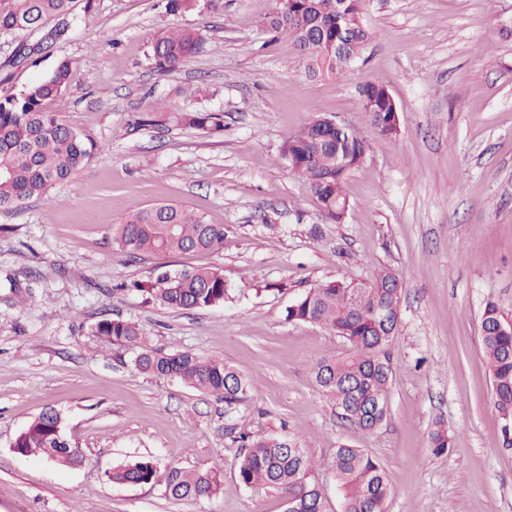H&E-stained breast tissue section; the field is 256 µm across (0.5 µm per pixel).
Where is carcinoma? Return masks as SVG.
<instances>
[{
    "label": "carcinoma",
    "instance_id": "carcinoma-1",
    "mask_svg": "<svg viewBox=\"0 0 512 512\" xmlns=\"http://www.w3.org/2000/svg\"><path fill=\"white\" fill-rule=\"evenodd\" d=\"M79 0H0V34L42 31L53 20L78 18ZM269 29L291 38L309 62L308 72L341 75L359 60L372 36L362 22L365 0H273ZM171 11L215 12L223 0H168ZM205 44L196 29L160 33L152 59L162 72L176 69L200 53ZM71 65L64 61L53 74L19 95L0 101V210L44 197L53 185L71 179L104 149L71 127L59 115L45 110L46 102L70 86ZM362 110L372 113L376 133L391 137L398 128L390 123L393 111L385 87L370 83L359 92ZM172 122L216 132L224 128V115L207 110H174ZM288 166L303 179L325 219L338 223L347 205L345 183L366 157L367 145L350 130L338 129L312 118L281 148ZM112 241L130 258L144 254L205 252L224 248V225L210 224L180 207L159 203L133 205L124 220L112 225ZM394 274L384 269L370 279L353 284L326 281L309 289L288 307V319L322 325L350 344L341 357L322 359L314 378L345 420L363 432L380 429L387 420L392 367L388 347L397 328L395 309L399 297L386 285ZM136 290L176 309L218 306L230 297L223 270L196 267L161 270ZM505 322L498 307L489 302L481 315L483 349L492 376L494 407L502 420L506 445H512V334L494 335ZM96 336L108 346L134 351L138 371L158 378H177L224 401L225 410L236 409L247 398L245 374L220 360L202 358L189 351L151 349L138 324L121 319L96 323ZM244 452L238 460V479L246 488L273 489L286 500L285 512H326L322 486L314 477V462L298 442L284 436H239ZM452 437L442 428L431 435V447L442 454ZM15 447L24 455H40L62 466L82 463L79 448L67 438L60 414L47 408L17 436ZM336 479L343 495L342 512H386L389 488L381 463L362 448L343 444L336 448ZM156 474L154 463L141 458L120 464L107 473L117 484H148ZM220 476L212 472L172 467L165 493L182 502L216 496Z\"/></svg>",
    "mask_w": 512,
    "mask_h": 512
}]
</instances>
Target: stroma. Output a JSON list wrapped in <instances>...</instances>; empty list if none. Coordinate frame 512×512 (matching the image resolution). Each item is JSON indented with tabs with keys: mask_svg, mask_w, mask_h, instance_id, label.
I'll list each match as a JSON object with an SVG mask.
<instances>
[{
	"mask_svg": "<svg viewBox=\"0 0 512 512\" xmlns=\"http://www.w3.org/2000/svg\"><path fill=\"white\" fill-rule=\"evenodd\" d=\"M211 13L171 12L165 0H93L35 60L22 34L0 35V100L72 64L69 89L45 105L105 153L21 207L0 210V512H285L275 490L237 477V436L282 434L316 463L326 512H342L334 453L348 444L384 467L386 512H512V447L492 400L481 313L492 301L512 320V0H366L373 39L343 75L309 77L288 37L264 20L271 0H223ZM194 28L205 53L156 71L160 31ZM387 87L399 131L378 136L358 89ZM224 115L210 134L145 126L154 103ZM333 116L368 145L349 176L350 209L323 217L281 155L314 116ZM173 203L223 225L215 252L143 255L112 244L131 203ZM219 267L224 305L181 310L133 291L158 268ZM385 268L402 283L390 346L388 417L366 433L342 420L313 370L349 346L329 329L288 320L308 289L360 282ZM16 275L21 299L5 284ZM139 325L150 347L224 361L250 382L225 411L176 379L139 373L132 352L105 348L98 321ZM60 412L81 465L15 452L44 408ZM445 428L452 447L434 454ZM138 458L148 484L108 480ZM215 471L220 493L164 495L170 466Z\"/></svg>",
	"mask_w": 512,
	"mask_h": 512,
	"instance_id": "1",
	"label": "stroma"
}]
</instances>
